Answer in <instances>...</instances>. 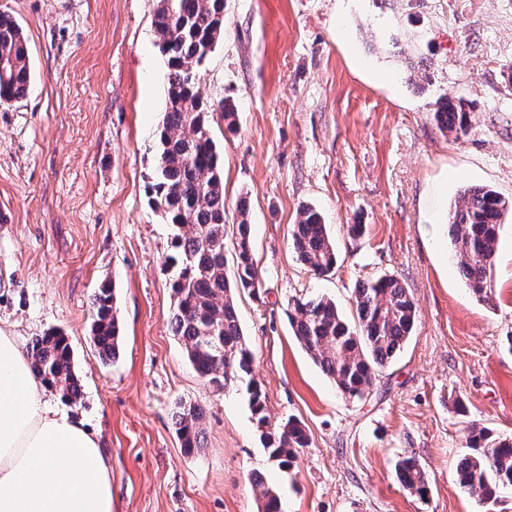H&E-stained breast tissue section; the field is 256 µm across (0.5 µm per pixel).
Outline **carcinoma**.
<instances>
[{
  "label": "carcinoma",
  "mask_w": 512,
  "mask_h": 512,
  "mask_svg": "<svg viewBox=\"0 0 512 512\" xmlns=\"http://www.w3.org/2000/svg\"><path fill=\"white\" fill-rule=\"evenodd\" d=\"M225 0H155L157 46L167 58L166 107L157 131L149 197L155 212L173 230L172 253L165 259L173 270L170 288L175 301L170 326L181 341L195 372L219 389L251 375L254 356L241 329L233 293L258 294L261 280L253 260L251 224L246 204L235 237L236 272L224 274L223 161L210 133L214 112L228 129L235 126L236 107L226 101L213 108L201 97L194 69L224 35ZM30 86L28 52L19 26L0 14V103L26 96ZM434 118L443 131L467 134L470 112L462 100L442 98ZM512 204L487 187H469L451 213L450 244L459 256L458 272L473 295L483 300L492 287L499 245V226ZM298 259L315 275L336 265V249L319 211L305 205L292 231ZM357 324H350L336 304L325 297L298 299L288 313L294 335L313 362L336 384L342 397L360 399L377 373L385 368L411 336L416 306L403 283L382 276L354 288ZM111 282L92 296L93 341L105 360L118 355V322ZM38 375L64 400L82 395L72 370L68 339L55 332L38 336L29 350ZM249 405L268 459L288 469L310 439L297 422L270 428L265 396L253 381L247 383ZM173 419L183 452L203 447V408L180 401ZM470 452L458 464L461 487L486 504L512 487V438L493 435L475 424L466 426ZM401 485L423 495L424 468L413 457L397 464Z\"/></svg>",
  "instance_id": "1"
}]
</instances>
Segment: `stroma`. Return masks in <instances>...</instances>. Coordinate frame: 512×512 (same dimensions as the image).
I'll return each mask as SVG.
<instances>
[{
	"label": "stroma",
	"instance_id": "1",
	"mask_svg": "<svg viewBox=\"0 0 512 512\" xmlns=\"http://www.w3.org/2000/svg\"><path fill=\"white\" fill-rule=\"evenodd\" d=\"M153 7L0 0L32 74L23 99L0 104V329L25 348L51 330L67 337L82 396L64 409L98 439L113 512H258L266 486L281 512H512L511 488L484 505L457 475L468 424L512 436V219L483 301L448 238L465 188L512 201V0H226L224 37L196 82L208 102L237 107L234 130L218 117L211 136L227 224L249 204L261 289L234 301L252 378L271 424L300 421L310 438L287 470L269 461L245 388L206 383L170 330L172 229L147 192L167 71ZM443 96L469 106L468 134L438 128ZM304 205L336 244L325 276L291 246ZM385 275L412 296L416 325L349 400L294 337L288 305L322 295L351 320L354 288ZM106 279L121 325L110 362L91 338ZM182 400L205 411L192 455L172 420ZM406 456L426 496L397 481Z\"/></svg>",
	"mask_w": 512,
	"mask_h": 512
}]
</instances>
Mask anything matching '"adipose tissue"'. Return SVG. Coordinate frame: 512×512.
<instances>
[{"mask_svg":"<svg viewBox=\"0 0 512 512\" xmlns=\"http://www.w3.org/2000/svg\"><path fill=\"white\" fill-rule=\"evenodd\" d=\"M43 387L27 353L0 330V512H112L96 439L42 400Z\"/></svg>","mask_w":512,"mask_h":512,"instance_id":"adipose-tissue-1","label":"adipose tissue"}]
</instances>
